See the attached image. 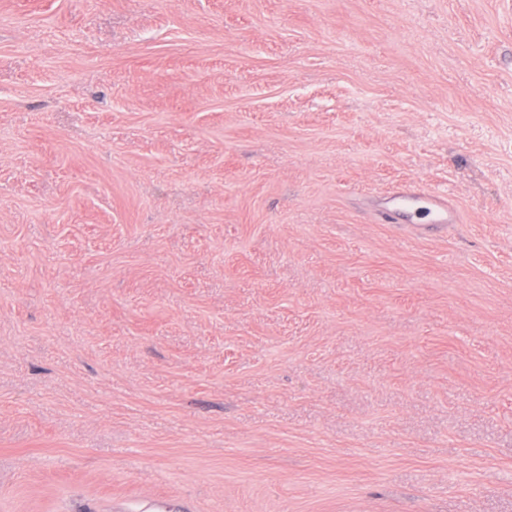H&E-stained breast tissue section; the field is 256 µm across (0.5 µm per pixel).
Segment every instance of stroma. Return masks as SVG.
I'll list each match as a JSON object with an SVG mask.
<instances>
[{
  "instance_id": "1",
  "label": "stroma",
  "mask_w": 512,
  "mask_h": 512,
  "mask_svg": "<svg viewBox=\"0 0 512 512\" xmlns=\"http://www.w3.org/2000/svg\"><path fill=\"white\" fill-rule=\"evenodd\" d=\"M164 499L512 512V0H0V512ZM422 197L435 215L436 224H451L456 219L454 206L449 202L447 196L439 192L422 188L416 185H403L398 188L389 200L407 199L415 200Z\"/></svg>"
}]
</instances>
